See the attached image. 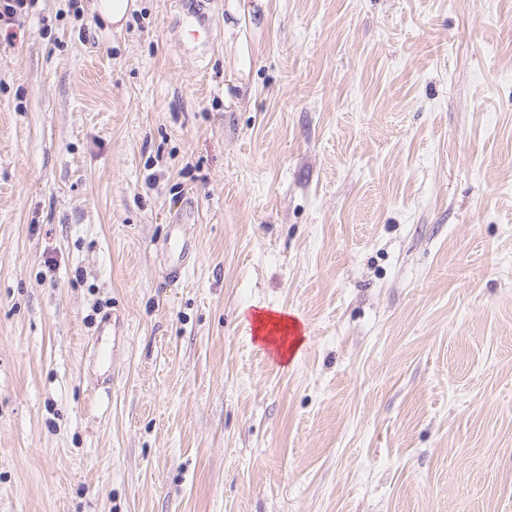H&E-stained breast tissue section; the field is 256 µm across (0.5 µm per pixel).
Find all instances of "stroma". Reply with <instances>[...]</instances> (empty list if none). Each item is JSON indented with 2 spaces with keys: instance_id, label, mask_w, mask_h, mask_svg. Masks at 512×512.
<instances>
[{
  "instance_id": "1",
  "label": "stroma",
  "mask_w": 512,
  "mask_h": 512,
  "mask_svg": "<svg viewBox=\"0 0 512 512\" xmlns=\"http://www.w3.org/2000/svg\"><path fill=\"white\" fill-rule=\"evenodd\" d=\"M227 2L0 28V512H512V0ZM165 250L173 255L170 275L173 280H179L188 266L189 249L182 233L178 232L165 243ZM253 322L256 324V333L259 334L265 331L268 327L272 329L285 331L288 333V323L294 330H297V325L287 316L280 315L274 312H259L253 315Z\"/></svg>"
}]
</instances>
